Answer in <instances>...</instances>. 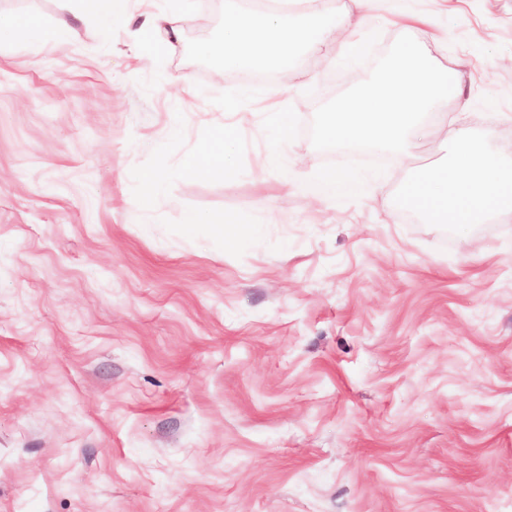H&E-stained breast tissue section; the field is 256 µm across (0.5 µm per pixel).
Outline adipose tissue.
<instances>
[{
	"label": "adipose tissue",
	"mask_w": 512,
	"mask_h": 512,
	"mask_svg": "<svg viewBox=\"0 0 512 512\" xmlns=\"http://www.w3.org/2000/svg\"><path fill=\"white\" fill-rule=\"evenodd\" d=\"M190 2L178 0L169 10L145 14L144 31L156 34L165 46H175L182 39ZM401 23L415 33V40L397 48L395 61L376 82L324 111L320 133L325 140L349 138L407 154L431 137L429 116L449 97L462 96L463 71L433 59L436 37L429 29V18L406 12ZM69 32L64 22L50 33L38 21L0 14V44L20 37L32 44L50 38L59 41ZM332 44L349 50L355 41L328 19L323 0H273L262 9L226 14L220 35L197 44L195 51L226 71L279 67L298 51L319 52ZM445 140L448 157L418 167L403 188L401 206L425 213L433 223L451 224L462 233L494 216L512 215V164L479 149L465 127H450ZM236 153L234 139L219 131L202 154L186 158L185 168L195 177L232 176L237 172Z\"/></svg>",
	"instance_id": "obj_1"
}]
</instances>
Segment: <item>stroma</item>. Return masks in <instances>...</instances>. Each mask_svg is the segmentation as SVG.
<instances>
[{
	"label": "stroma",
	"instance_id": "1",
	"mask_svg": "<svg viewBox=\"0 0 512 512\" xmlns=\"http://www.w3.org/2000/svg\"><path fill=\"white\" fill-rule=\"evenodd\" d=\"M263 5L193 0L160 52L61 0H0L72 30L0 45V512H512V220L462 238L390 207L440 142L410 159L321 138V110L409 39L390 8L359 64L216 75L195 46ZM432 10L471 93L448 115L511 162L512 0ZM278 87L287 154L263 110ZM219 126L238 177H191ZM147 166L155 202L129 178ZM324 168L362 189L285 184ZM131 180L150 198L164 197L165 188L162 172L159 168L144 167L130 175ZM185 224L196 226L198 224H210L216 231L224 234H239L244 227L236 224L234 217L229 215L213 216L204 212H191L185 215ZM225 224V225H224Z\"/></svg>",
	"mask_w": 512,
	"mask_h": 512
}]
</instances>
